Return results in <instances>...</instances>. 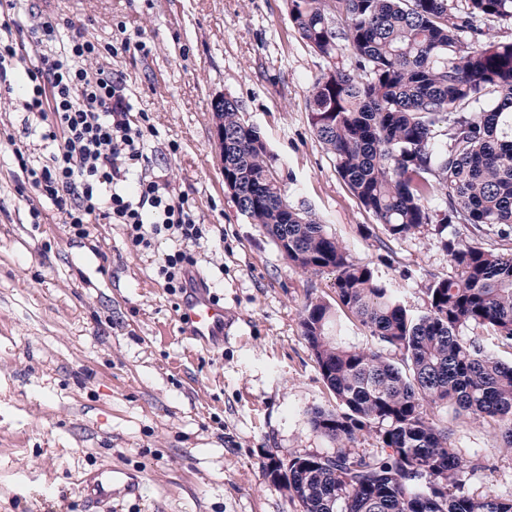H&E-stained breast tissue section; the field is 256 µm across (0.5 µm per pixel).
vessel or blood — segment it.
<instances>
[{"label": "vessel or blood", "instance_id": "obj_1", "mask_svg": "<svg viewBox=\"0 0 512 512\" xmlns=\"http://www.w3.org/2000/svg\"><path fill=\"white\" fill-rule=\"evenodd\" d=\"M178 320L186 336L202 347H215L224 339V309L211 300L204 288L189 291L181 300ZM131 487V481L122 472L108 469L100 472L92 483H79L78 490L98 504Z\"/></svg>", "mask_w": 512, "mask_h": 512}]
</instances>
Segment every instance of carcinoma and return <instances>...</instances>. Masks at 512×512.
Instances as JSON below:
<instances>
[{
	"label": "carcinoma",
	"mask_w": 512,
	"mask_h": 512,
	"mask_svg": "<svg viewBox=\"0 0 512 512\" xmlns=\"http://www.w3.org/2000/svg\"><path fill=\"white\" fill-rule=\"evenodd\" d=\"M289 17L319 55L346 47L354 59L313 79L308 107L338 174L382 226L380 246L426 224L466 235L444 240L454 275L430 280L425 310L411 313L290 204L260 133L238 101H224V174L238 211L296 268L334 273L339 306L378 344H343L335 309L304 305L301 334L336 398L309 422L337 451L271 460L282 471L273 484L301 512H512V500L468 494L463 474L478 464L448 448V428L428 414L450 406L490 418L512 450V363L460 336L480 326L512 348V41L490 36L512 19V0H289ZM491 231L494 248L483 243ZM372 431L381 454L347 449Z\"/></svg>",
	"instance_id": "carcinoma-1"
}]
</instances>
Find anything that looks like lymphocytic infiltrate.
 Masks as SVG:
<instances>
[{
	"label": "lymphocytic infiltrate",
	"instance_id": "f902f5d3",
	"mask_svg": "<svg viewBox=\"0 0 512 512\" xmlns=\"http://www.w3.org/2000/svg\"><path fill=\"white\" fill-rule=\"evenodd\" d=\"M17 5L0 0V96L12 93L25 46L52 40L66 25L51 14L38 24H21ZM116 51L75 29L58 51L41 54L27 70L22 107L40 118L42 137L54 149L36 164L19 158L18 166L75 238H88L93 224H121L131 245L141 249L162 232L177 234L184 247L164 258L159 273L169 291L181 293L196 265L190 246L202 229L187 198L137 173L150 117L134 113L122 78L103 66V58Z\"/></svg>",
	"mask_w": 512,
	"mask_h": 512
}]
</instances>
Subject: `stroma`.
<instances>
[{"label":"stroma","mask_w":512,"mask_h":512,"mask_svg":"<svg viewBox=\"0 0 512 512\" xmlns=\"http://www.w3.org/2000/svg\"><path fill=\"white\" fill-rule=\"evenodd\" d=\"M27 22L58 14L92 40L117 45L107 63L148 113L144 175L186 196L203 237L197 272L229 317L221 346L180 332V294L158 275L179 241L133 250L124 226L71 237L51 204L23 185L15 157L47 155L32 114L0 99V512H86L80 477L116 467L136 489L108 512H301L264 477L273 459L330 455L308 413L335 404L304 340L308 299L335 303L334 276L291 266L243 217L221 175L212 101H239L264 138L289 202L320 217L351 260L375 264L408 309L426 307L433 276L451 275L428 224L392 243L351 194L316 138L312 80L350 54L323 58L299 36L288 0H21ZM149 54L121 49L123 38ZM39 208L32 223L31 208ZM448 445L477 461L467 491L512 497V451L492 424L435 411Z\"/></svg>","instance_id":"1"}]
</instances>
